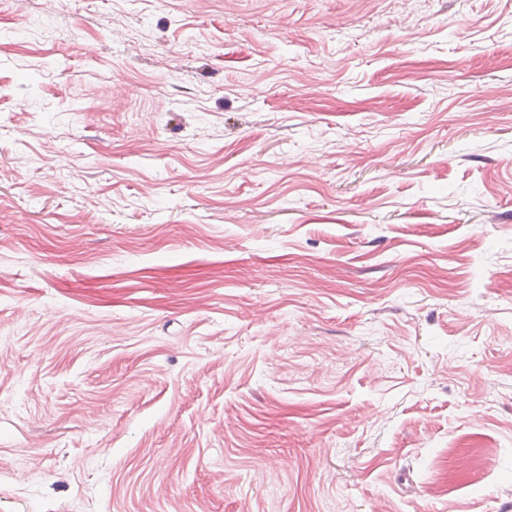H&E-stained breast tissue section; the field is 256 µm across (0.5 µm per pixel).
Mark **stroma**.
Instances as JSON below:
<instances>
[{"instance_id": "obj_1", "label": "stroma", "mask_w": 512, "mask_h": 512, "mask_svg": "<svg viewBox=\"0 0 512 512\" xmlns=\"http://www.w3.org/2000/svg\"><path fill=\"white\" fill-rule=\"evenodd\" d=\"M512 0H0V512L512 504Z\"/></svg>"}]
</instances>
